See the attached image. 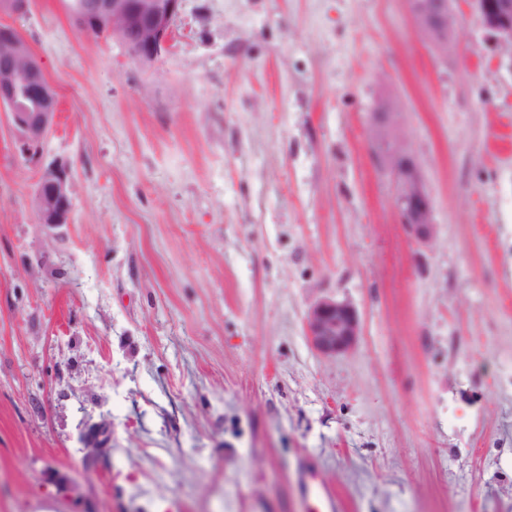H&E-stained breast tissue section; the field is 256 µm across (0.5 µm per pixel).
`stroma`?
I'll list each match as a JSON object with an SVG mask.
<instances>
[{
    "label": "stroma",
    "mask_w": 512,
    "mask_h": 512,
    "mask_svg": "<svg viewBox=\"0 0 512 512\" xmlns=\"http://www.w3.org/2000/svg\"><path fill=\"white\" fill-rule=\"evenodd\" d=\"M454 5L437 50L407 0H182L149 68L66 0L0 14L58 99L37 161L0 111V512H314L309 469L338 512H512V60ZM322 298L346 354L307 336ZM379 149L386 168L397 182L395 207L402 224L418 241H431L435 228L433 201L422 182L417 164L399 136L380 141ZM71 186L68 165L53 162L44 168L33 198L39 223H70L73 207ZM306 332L318 352L334 356L354 345L361 334V321L350 303L324 298L310 307Z\"/></svg>",
    "instance_id": "35a3bbf8"
}]
</instances>
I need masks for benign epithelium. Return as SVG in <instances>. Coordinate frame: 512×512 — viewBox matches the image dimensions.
Wrapping results in <instances>:
<instances>
[{"label":"benign epithelium","instance_id":"obj_1","mask_svg":"<svg viewBox=\"0 0 512 512\" xmlns=\"http://www.w3.org/2000/svg\"><path fill=\"white\" fill-rule=\"evenodd\" d=\"M500 49L512 59V0H469ZM182 0H82L77 15L84 22L105 16L110 35L119 40L140 65L151 67L169 50ZM415 28L434 48L448 46L457 17L454 0H418L408 5ZM31 72L42 68L27 42L20 36L0 38V106L21 137L24 157L38 155L54 124L57 97L46 78L36 85L27 82ZM386 168L397 182L395 207L401 221L421 242L434 235L433 201L417 164L403 140L392 136L380 142ZM38 222L68 224L73 199L71 172L66 164L53 162L44 168L33 198ZM306 332L313 347L323 355L347 351L361 334L357 310L346 301L324 298L316 301L306 317Z\"/></svg>","mask_w":512,"mask_h":512}]
</instances>
